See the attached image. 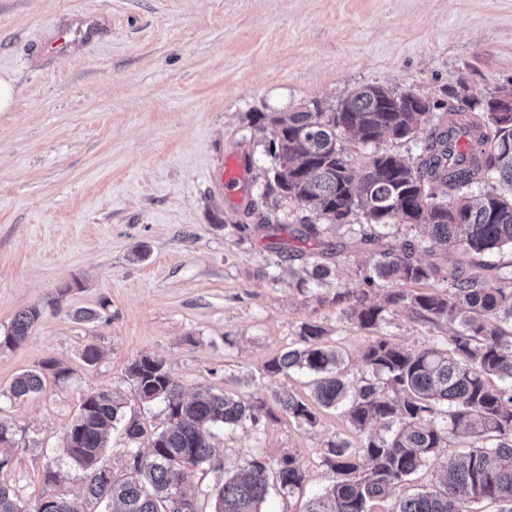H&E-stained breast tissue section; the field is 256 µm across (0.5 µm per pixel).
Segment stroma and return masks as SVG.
<instances>
[{
    "label": "stroma",
    "mask_w": 512,
    "mask_h": 512,
    "mask_svg": "<svg viewBox=\"0 0 512 512\" xmlns=\"http://www.w3.org/2000/svg\"><path fill=\"white\" fill-rule=\"evenodd\" d=\"M60 40L63 53L47 52ZM0 72L15 85L0 112V333L17 311L41 310L20 347L0 350V423L13 432L0 483L32 512L46 491H83L86 473L61 446L89 393L110 392L146 432L166 426L163 403L142 401L128 377L138 358L163 360L187 393L307 401L309 375L264 365L315 321L359 377L370 337L334 297L362 288L376 250L416 231L389 225L373 245L267 194L271 135L253 118L310 101L328 110L367 84L440 104L461 88L494 97L512 86V0H0ZM230 157L241 170L231 186ZM316 262L331 276L297 287ZM86 309L95 318L78 319ZM449 332L400 307L381 327L411 351ZM28 371L42 389L12 398ZM339 436L360 442L331 409L312 427L279 413L213 428L221 468L192 470L198 512H211L223 476L288 453L305 484L271 487L261 512H307ZM49 470L60 475L50 488Z\"/></svg>",
    "instance_id": "35a3bbf8"
}]
</instances>
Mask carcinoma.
<instances>
[{"label": "carcinoma", "instance_id": "obj_1", "mask_svg": "<svg viewBox=\"0 0 512 512\" xmlns=\"http://www.w3.org/2000/svg\"><path fill=\"white\" fill-rule=\"evenodd\" d=\"M460 100L448 113L464 117L479 131L469 166L448 168V137L433 124L416 160L375 151L360 168L341 134L352 135L364 148L387 136L408 140L430 122L435 104L412 92L381 85L352 91L329 112L319 104L292 112H269L257 118L270 130L272 166L268 188L301 210L318 213L330 224H351L362 218V239L379 241L376 227L410 224L419 238L376 252L362 279L366 288L348 295V318L373 334L361 360L358 380L345 374L342 353L327 342L318 323L301 326V345L265 365L269 374L300 369L313 375L314 401L277 393L274 405L298 423L313 425L317 408L339 409L349 427L363 436L354 448L346 438L327 443L322 464L335 478L309 512H369L371 502L387 498L395 485L423 467L442 475L432 490L400 500L395 512H473L481 501L512 512V277L486 272L495 265L484 257L512 250V112L499 115L500 97L485 102ZM500 188H484L490 174ZM479 191H473V188ZM445 250L441 260L424 261V243ZM331 270L314 264L298 286L322 282ZM444 278L447 294H411L409 284ZM384 281L392 286L384 303L371 299L368 288ZM391 307L405 308L420 323L458 322L443 346L410 352L380 334ZM41 311H18L0 349L25 342ZM142 400L165 403L169 426L150 436L135 421L124 425L130 448L124 477L102 463L109 428L122 419L120 406L106 391L89 394L63 437L62 452L86 471L83 499L45 493L34 512H85L90 501L112 502L119 512H165L181 498L196 509L188 491L192 467L214 465L207 433L215 426L258 425L260 397L200 390L186 395L171 379L161 359L142 357L129 367ZM496 377L500 385L489 383ZM42 376L25 372L13 381L11 395L20 399L40 391ZM465 434L494 443L444 457L440 449ZM276 470L280 488H300L305 472L288 453L270 465L254 457L243 473L226 477L214 488V512H260L269 490V471ZM0 512H21L15 492L0 484Z\"/></svg>", "mask_w": 512, "mask_h": 512}]
</instances>
